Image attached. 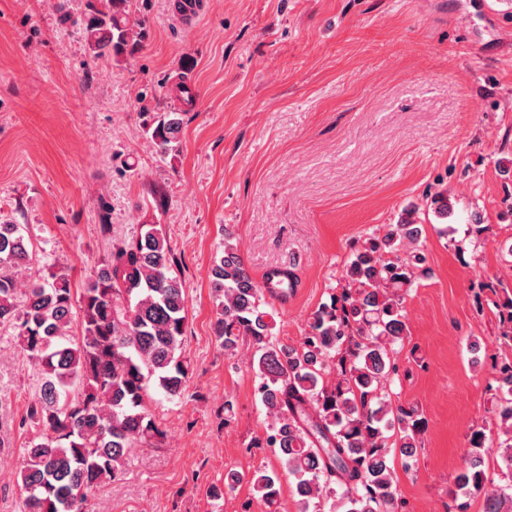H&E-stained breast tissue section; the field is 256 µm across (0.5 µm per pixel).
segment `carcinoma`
Listing matches in <instances>:
<instances>
[{
  "label": "carcinoma",
  "mask_w": 512,
  "mask_h": 512,
  "mask_svg": "<svg viewBox=\"0 0 512 512\" xmlns=\"http://www.w3.org/2000/svg\"><path fill=\"white\" fill-rule=\"evenodd\" d=\"M99 2L84 31L91 49H109L118 66L141 43L146 21L132 17L128 0ZM181 125L180 113L167 112L147 133L165 154ZM418 236L411 212L356 249L341 291L311 314L298 347L273 342L274 315L265 301L298 287L294 267H275L256 281L227 233L214 256L213 333L227 353L245 343L253 349L248 367L272 419L265 444L278 449L293 478L298 512L337 492L345 512L401 508L390 461L414 460L425 421L416 409L393 404L385 387L399 377L392 354L409 336L404 295L420 263L416 254H397L396 244L414 245ZM32 261L33 245L20 227L0 222V325L14 326L17 346L42 374L23 419L40 434L23 449L22 512H84L90 496L122 477L133 449L162 442L164 432L147 409L150 389L169 399L185 392L188 365L179 354L185 287L153 224L114 247L77 299L64 272L19 288L15 272ZM500 318V345L512 351V298L500 304ZM491 368L504 430L494 437L483 427L471 429L454 486L463 496L483 495V512H512V496L493 485L483 457L495 446L512 471V354ZM245 480L269 512H280L276 480L262 469L248 476L229 471L209 494L220 500Z\"/></svg>",
  "instance_id": "cac0c4a2"
}]
</instances>
